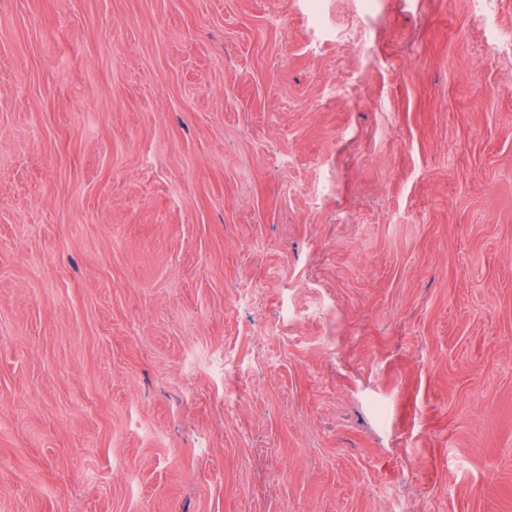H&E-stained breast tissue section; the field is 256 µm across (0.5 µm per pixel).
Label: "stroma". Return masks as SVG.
I'll use <instances>...</instances> for the list:
<instances>
[{
	"label": "stroma",
	"mask_w": 512,
	"mask_h": 512,
	"mask_svg": "<svg viewBox=\"0 0 512 512\" xmlns=\"http://www.w3.org/2000/svg\"><path fill=\"white\" fill-rule=\"evenodd\" d=\"M493 2L0 0V512H512Z\"/></svg>",
	"instance_id": "1"
}]
</instances>
